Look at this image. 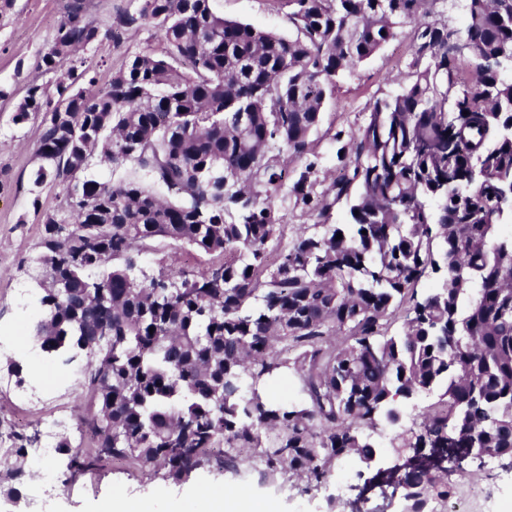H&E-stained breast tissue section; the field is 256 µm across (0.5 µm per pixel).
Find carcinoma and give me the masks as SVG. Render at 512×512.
Masks as SVG:
<instances>
[{
  "label": "carcinoma",
  "mask_w": 512,
  "mask_h": 512,
  "mask_svg": "<svg viewBox=\"0 0 512 512\" xmlns=\"http://www.w3.org/2000/svg\"><path fill=\"white\" fill-rule=\"evenodd\" d=\"M211 2L143 0L103 30L72 0L39 64L57 99L32 85L15 104L16 124L42 117L30 193L66 196L41 216L34 339L91 357L92 447L71 455L70 477L112 457L182 483L222 443L226 471L258 448L260 480L319 484L337 457L374 455L381 421L405 458L512 448V238L496 233L512 219V0H465L463 27L433 18L439 0H284L292 37ZM139 21L164 54L97 87L76 48ZM405 34V82L334 133L338 174L321 186L312 136L338 79ZM58 100L68 111H51ZM97 157L129 172L101 182ZM342 201L351 223H326ZM288 209L316 221L272 267ZM157 239L209 266L146 274L138 259ZM288 371L304 398L271 401ZM427 395L402 426L400 405ZM26 464L19 454L0 484ZM400 488L407 512H431L455 484L416 469Z\"/></svg>",
  "instance_id": "cac0c4a2"
}]
</instances>
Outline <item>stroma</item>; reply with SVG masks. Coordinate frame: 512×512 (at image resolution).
Segmentation results:
<instances>
[{"mask_svg":"<svg viewBox=\"0 0 512 512\" xmlns=\"http://www.w3.org/2000/svg\"><path fill=\"white\" fill-rule=\"evenodd\" d=\"M69 0H10L0 7V87L22 96L28 86H41L54 94L51 75L38 66V58L51 46L57 26L64 18ZM214 11L225 18L284 36L296 29L287 7L272 0H213ZM151 51L162 53L163 43L155 29L139 23L122 28L117 39H100L81 50V57L92 61L99 85H106L134 56ZM412 47L402 37L386 44L353 74L340 79L335 93L324 107L314 135L325 177L336 172L332 136L336 130L361 122L369 101L377 95L399 89L408 71ZM12 100H0V461H11L19 447L37 448L45 441V431L57 416L68 418L56 431L67 438L71 451L85 449L87 437L79 427L90 406L83 385V372L89 362L86 353L64 365L48 360L30 332L39 312L43 294L35 260L43 226L40 214L63 204L60 186L48 185L39 195L29 192V178L35 165L39 122L32 119L14 124ZM178 261L184 270L197 272L206 256L188 248H177L158 241L141 256V267L156 272L162 262ZM68 454H55L47 461H30V473L0 487V512H98L106 501L153 499L158 512H171L174 503L184 512H205L212 495L226 486L242 485L255 500L273 503L276 512H348L357 495V486L373 472L352 456L336 458L333 472L348 475L351 487L336 494L332 482L307 485L291 477L276 484L259 483L257 477L241 478L216 474L213 464L197 468L191 478L175 484L154 469L133 465L121 458H110L102 466L67 479ZM54 471L61 483L48 499L36 496L46 471Z\"/></svg>","mask_w":512,"mask_h":512,"instance_id":"stroma-1","label":"stroma"}]
</instances>
